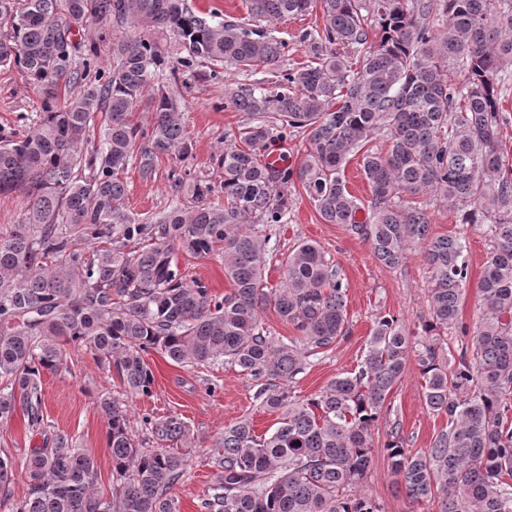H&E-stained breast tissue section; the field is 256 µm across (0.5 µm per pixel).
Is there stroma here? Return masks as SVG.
Masks as SVG:
<instances>
[{"mask_svg":"<svg viewBox=\"0 0 512 512\" xmlns=\"http://www.w3.org/2000/svg\"><path fill=\"white\" fill-rule=\"evenodd\" d=\"M323 20L313 11L271 25V34L287 41V67L306 60L299 43L303 33L321 29ZM270 72H230L211 78L206 67H199L184 90L186 130L193 142L192 155L183 164L192 176L219 180L213 158L224 135L236 134L251 122L247 113L230 108L227 99L241 85H268ZM38 102L22 73L0 67V125H27L35 115ZM171 159H162L154 176L141 178L130 169L128 207L137 214L150 215L166 210L171 202L168 172ZM429 212L433 235L461 237L467 247L469 278L461 300L463 323L475 326L482 311L478 283L491 246L483 225L458 223L457 209L446 200H431ZM256 233L267 241V281L277 285L280 269L288 253L302 240L318 242L327 257L341 267L347 284L349 334L326 354L311 358L305 371L291 385L296 396L306 399L319 394L336 376L356 371L378 313L401 318L411 332H420L430 318L428 302L429 274L422 247L408 249L399 267L390 269L371 255L369 244L339 224L320 219L302 188L291 194V211L284 224H259ZM146 360L154 374L151 396H127L118 377L97 363L84 346L70 344L64 351L58 372L45 373L41 379L44 414L57 429L75 436L95 460L99 471L98 488L112 492V464L106 438V423L97 409L100 397L112 396L126 401L131 414V429L140 433L141 420L179 416L191 429L193 444L190 469L174 495L180 512H200L198 505L208 491L213 472L209 457L226 427L251 419L257 433L273 429L274 413L264 411L256 398L257 383L225 363L190 368L174 365L157 352ZM425 382L415 356H408L402 380L390 396V409L382 415L373 433V455L363 489L379 503L381 512H436L428 502L412 503L398 485L389 466L383 444L393 422H400L407 446L412 451L429 448L433 435L445 421L430 413L424 401Z\"/></svg>","mask_w":512,"mask_h":512,"instance_id":"obj_1","label":"stroma"}]
</instances>
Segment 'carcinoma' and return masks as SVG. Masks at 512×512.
I'll list each match as a JSON object with an SVG mask.
<instances>
[{
    "label": "carcinoma",
    "mask_w": 512,
    "mask_h": 512,
    "mask_svg": "<svg viewBox=\"0 0 512 512\" xmlns=\"http://www.w3.org/2000/svg\"><path fill=\"white\" fill-rule=\"evenodd\" d=\"M246 7L249 23L206 16L188 0H0V67L20 69L40 98L28 127H0V195L27 197L20 222L0 235V424L20 411L42 440L28 449V489L19 500L11 493L15 461L0 454V509L178 512L173 490L190 458L174 444L191 442L179 416L144 417L138 441L125 403L96 402L119 481L109 497L98 490L95 460L47 423L41 377L59 369L62 345L72 342L133 396L152 394L151 351L181 367L225 362L260 383V405L279 413L278 422L262 435L247 419L224 429L201 512H381L359 486L372 431L413 348L426 407L446 424L421 453L405 448L400 424L390 425L384 449L406 497L436 502L438 512H512V163L500 146L512 0H246ZM317 8L323 28L300 38L307 63L285 67L288 43L264 25ZM110 22L168 31L185 55L172 65L135 32L112 41L105 73L102 26ZM78 29L86 31L81 42ZM348 48L354 64L341 53ZM202 65L215 76L265 67L280 80L274 91L231 93L229 103L252 123L224 136L220 182L187 181L175 167L168 209L135 217L124 175L134 167L148 178L164 157L190 156L183 96L166 81ZM452 67L461 81L451 79ZM146 93L148 129L133 119ZM296 132L308 141L297 167L259 159L272 134ZM378 133L387 138L384 151L370 146ZM359 151L372 189L362 221L343 179ZM296 185L323 223L367 241L388 268L423 246L430 283L431 319L421 335L378 315L358 370L307 400L281 382L347 335V285L317 242L301 240L278 285L266 286L265 243L252 228L287 223ZM433 197L457 206L459 223L485 225L493 243L473 331L459 319L465 245L431 236ZM181 255L221 257L230 285L224 297L188 278ZM267 309L297 336H270ZM442 329L472 341L447 360L437 344Z\"/></svg>",
    "instance_id": "cac0c4a2"
}]
</instances>
